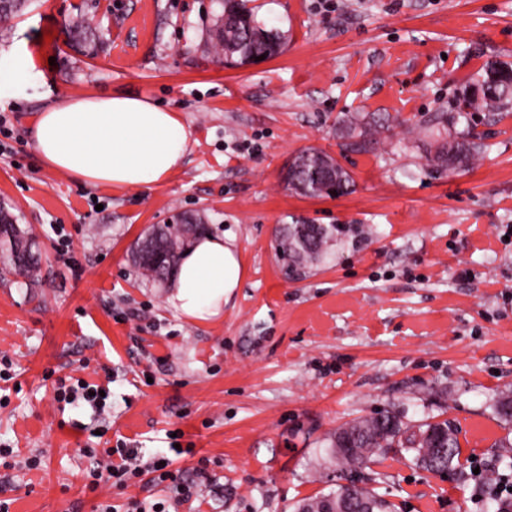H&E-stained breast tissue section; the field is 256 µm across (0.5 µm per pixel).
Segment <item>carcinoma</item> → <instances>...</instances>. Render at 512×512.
I'll use <instances>...</instances> for the list:
<instances>
[{
  "instance_id": "obj_1",
  "label": "carcinoma",
  "mask_w": 512,
  "mask_h": 512,
  "mask_svg": "<svg viewBox=\"0 0 512 512\" xmlns=\"http://www.w3.org/2000/svg\"><path fill=\"white\" fill-rule=\"evenodd\" d=\"M29 0H0V24L6 25L20 15ZM220 12L210 30V46L216 55L231 59L236 64L249 63L261 55L269 59L280 53L282 37L276 30L259 25L245 0H219ZM69 34L79 46L92 49L98 36L91 23L83 18L73 22ZM512 107V64L499 63L496 68L485 65L476 82L463 96L459 111L438 112L428 122L442 126L446 136L438 143L433 167L437 171L467 169L479 156L483 143L470 128L456 129L459 118L468 112H502ZM330 156L309 149L295 157L299 167L297 179L303 185L300 194L309 197L340 196L352 192L354 182L350 174L339 170L336 179L329 181L328 190L314 188L313 175L321 173ZM206 231L205 221L183 213L165 224L152 225L136 242L133 259L143 276L151 281H164L174 270L189 243ZM346 232L340 224H288L277 237V251L288 261V271L307 268L326 253L331 242ZM0 265L16 276L35 283L39 259L34 253L17 257L9 253L0 255ZM493 410L499 419L512 422V395L498 397ZM399 447L413 453L412 462L434 475L448 474L456 468L460 445L456 428L448 421H404V415L385 410L340 427L325 448L328 459L336 464L341 478L356 471L366 461L382 455L386 449ZM336 506L340 512H397L396 505L373 491L358 487L354 481L338 484L320 497L306 500L295 512H323L327 506Z\"/></svg>"
}]
</instances>
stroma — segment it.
I'll list each match as a JSON object with an SVG mask.
<instances>
[{
	"instance_id": "stroma-1",
	"label": "stroma",
	"mask_w": 512,
	"mask_h": 512,
	"mask_svg": "<svg viewBox=\"0 0 512 512\" xmlns=\"http://www.w3.org/2000/svg\"><path fill=\"white\" fill-rule=\"evenodd\" d=\"M253 0L285 41L275 58L224 66L206 42L217 0H31L0 27V199L43 254L40 282L0 279V466L9 512H124L128 497L85 490L83 447L124 443L143 461L179 430L187 474L210 461V483L179 512H293L333 488L322 460L340 426L395 408L452 421L454 473L416 469L388 449L354 473L399 512H480L471 462L499 467L512 423L493 401L512 392V109L470 113L484 149L459 172H438L426 121L452 112L490 61L512 63V0ZM102 36L95 56L68 43L73 19ZM52 32L50 42L42 33ZM54 64H47V57ZM73 94L146 97L180 113L189 151L147 190L84 183L44 167L29 135L38 112ZM399 116L367 153L342 149L339 120ZM332 156L352 193L307 197L284 171L301 152ZM206 214L232 233L244 266L213 323L180 316L167 287L143 279L131 250L175 213ZM344 224L330 252L288 278L275 251L285 225ZM111 377L110 415L61 408L58 378ZM101 426L103 438L87 430ZM40 469L24 466L30 455Z\"/></svg>"
}]
</instances>
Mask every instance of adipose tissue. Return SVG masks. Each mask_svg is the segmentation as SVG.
Returning <instances> with one entry per match:
<instances>
[{"mask_svg":"<svg viewBox=\"0 0 512 512\" xmlns=\"http://www.w3.org/2000/svg\"><path fill=\"white\" fill-rule=\"evenodd\" d=\"M30 134L47 169L92 185L134 189L166 181L190 144L179 113L119 95L64 98L36 116ZM243 276L234 235L198 236L172 273L167 302L189 320H218Z\"/></svg>","mask_w":512,"mask_h":512,"instance_id":"ef3b65f1","label":"adipose tissue"}]
</instances>
